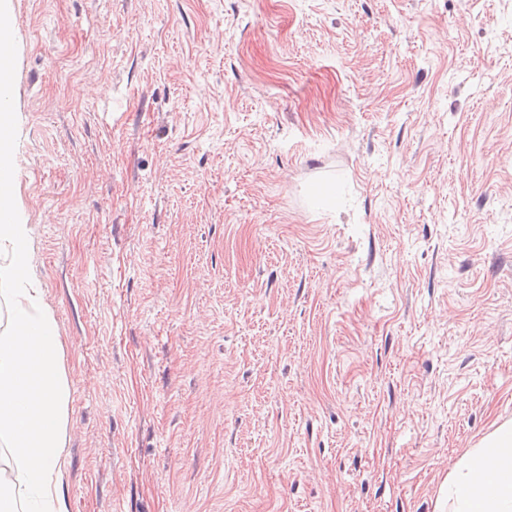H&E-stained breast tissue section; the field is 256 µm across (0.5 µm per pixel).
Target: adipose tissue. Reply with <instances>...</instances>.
Instances as JSON below:
<instances>
[{
	"mask_svg": "<svg viewBox=\"0 0 512 512\" xmlns=\"http://www.w3.org/2000/svg\"><path fill=\"white\" fill-rule=\"evenodd\" d=\"M30 228L0 195V512H68L62 340L32 272ZM448 512H512V423L448 476Z\"/></svg>",
	"mask_w": 512,
	"mask_h": 512,
	"instance_id": "ef3b65f1",
	"label": "adipose tissue"
}]
</instances>
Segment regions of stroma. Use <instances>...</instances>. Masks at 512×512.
<instances>
[{"instance_id":"stroma-1","label":"stroma","mask_w":512,"mask_h":512,"mask_svg":"<svg viewBox=\"0 0 512 512\" xmlns=\"http://www.w3.org/2000/svg\"><path fill=\"white\" fill-rule=\"evenodd\" d=\"M68 512H441L512 421V0H0Z\"/></svg>"}]
</instances>
